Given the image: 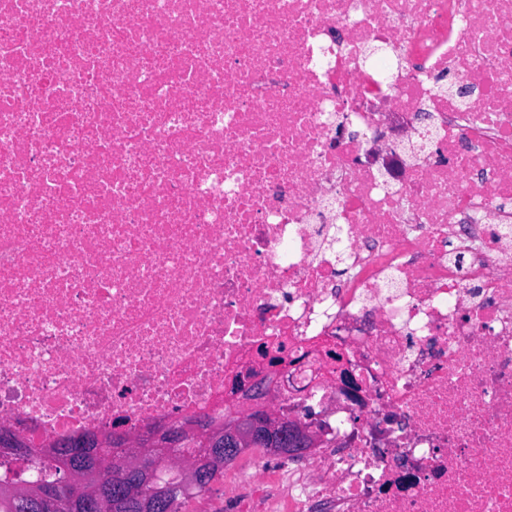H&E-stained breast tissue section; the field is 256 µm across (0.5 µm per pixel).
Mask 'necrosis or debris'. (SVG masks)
Returning <instances> with one entry per match:
<instances>
[{
	"label": "necrosis or debris",
	"instance_id": "1",
	"mask_svg": "<svg viewBox=\"0 0 512 512\" xmlns=\"http://www.w3.org/2000/svg\"><path fill=\"white\" fill-rule=\"evenodd\" d=\"M237 377L279 512H512V0H0V426Z\"/></svg>",
	"mask_w": 512,
	"mask_h": 512
}]
</instances>
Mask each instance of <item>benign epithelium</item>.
<instances>
[{
  "instance_id": "obj_1",
  "label": "benign epithelium",
  "mask_w": 512,
  "mask_h": 512,
  "mask_svg": "<svg viewBox=\"0 0 512 512\" xmlns=\"http://www.w3.org/2000/svg\"><path fill=\"white\" fill-rule=\"evenodd\" d=\"M246 408L242 415L243 425H213L205 417H197L182 426L158 425L144 437L132 436L122 421L116 420L108 431L101 434L96 430L86 433V447L80 455L93 460L100 472L112 470V484L100 481L94 485L66 468L54 483L41 485L38 501L45 506L55 501L58 485L69 486L70 499L74 506L86 509H112V505L123 499L139 500L142 512H167L165 492L156 490L152 495L143 493L144 488L155 481L158 472L173 468L180 473L182 488L187 490L198 485L201 474L198 467L208 465L212 470H220L233 461L244 448H288L293 454L303 452V448L314 443V437L301 426L276 415L268 403L266 392H257L251 387L244 388ZM186 439L199 447H212L224 443V447L206 458L175 457L161 453L164 448L175 445V441ZM111 444L123 449V453L112 458L99 453V448ZM31 455V449L20 438L9 435V428L0 429V463L18 464Z\"/></svg>"
}]
</instances>
